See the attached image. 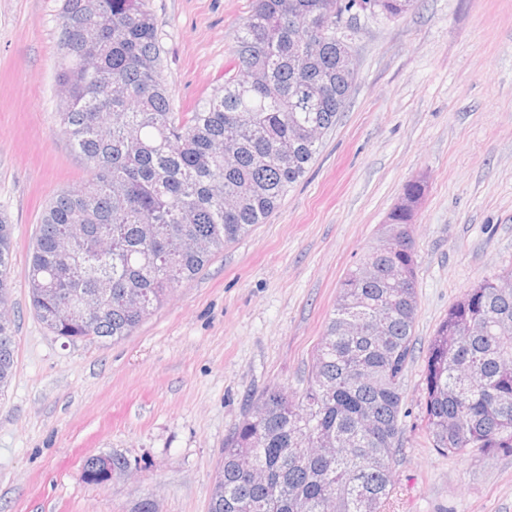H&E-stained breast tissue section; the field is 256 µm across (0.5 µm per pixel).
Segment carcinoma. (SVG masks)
<instances>
[{"label":"carcinoma","instance_id":"cac0c4a2","mask_svg":"<svg viewBox=\"0 0 512 512\" xmlns=\"http://www.w3.org/2000/svg\"><path fill=\"white\" fill-rule=\"evenodd\" d=\"M64 0L58 18L60 133L92 172L47 206L25 270L32 308L55 335L117 341L224 245L262 224L319 153L356 76L339 65L338 0H253L224 85L171 111L153 16L141 0ZM400 17L418 0H368ZM414 180L384 232L339 285L297 397L272 387L224 442L208 512H382L397 449L403 377L417 312ZM12 225L0 217V308L10 307ZM405 287L395 295L388 277ZM512 270L465 291L429 343L426 429L443 455L512 453ZM112 298L98 295L104 287ZM69 297L88 318L55 319ZM134 297L138 305L130 307ZM0 318V387L15 367ZM249 459L259 478L241 463Z\"/></svg>","mask_w":512,"mask_h":512}]
</instances>
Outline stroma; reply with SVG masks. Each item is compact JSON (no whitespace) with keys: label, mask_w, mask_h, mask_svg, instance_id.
<instances>
[{"label":"stroma","mask_w":512,"mask_h":512,"mask_svg":"<svg viewBox=\"0 0 512 512\" xmlns=\"http://www.w3.org/2000/svg\"><path fill=\"white\" fill-rule=\"evenodd\" d=\"M63 0H0V214L13 226L16 363L0 390V512H207L224 441L250 398L295 395L347 270L375 246L405 184L418 309L384 512H512V453L439 454L427 433V350L449 308L512 269V0H419L342 27L357 80L316 161L265 223L130 336H55L24 270L43 211L90 177L60 134ZM171 108L224 83L252 0H142ZM92 455L124 460L102 483Z\"/></svg>","instance_id":"stroma-1"}]
</instances>
